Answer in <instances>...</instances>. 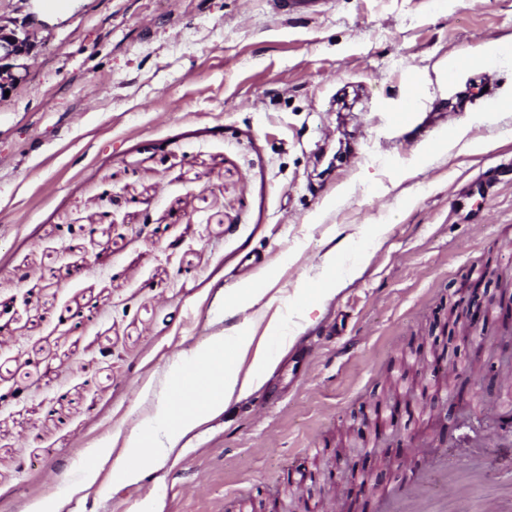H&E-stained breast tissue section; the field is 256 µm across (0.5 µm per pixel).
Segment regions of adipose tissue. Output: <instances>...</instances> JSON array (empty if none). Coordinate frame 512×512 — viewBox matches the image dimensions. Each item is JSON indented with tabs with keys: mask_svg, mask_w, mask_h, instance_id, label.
<instances>
[{
	"mask_svg": "<svg viewBox=\"0 0 512 512\" xmlns=\"http://www.w3.org/2000/svg\"><path fill=\"white\" fill-rule=\"evenodd\" d=\"M266 294L257 285H244L233 290L224 304V314L238 317L231 332L215 336L211 343L195 356L192 365L174 364L167 385L180 390L190 373H201L204 384L184 405L178 406L166 396H159L153 415L146 425L133 431L125 441V454L116 459L115 466L127 475H135L151 459L174 448L181 437L195 425L198 415L222 411L235 393L245 392L266 375L272 358L264 349H253L251 321L247 310L259 304ZM253 353L250 374H242L238 355Z\"/></svg>",
	"mask_w": 512,
	"mask_h": 512,
	"instance_id": "adipose-tissue-1",
	"label": "adipose tissue"
}]
</instances>
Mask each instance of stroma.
<instances>
[{"instance_id": "35a3bbf8", "label": "stroma", "mask_w": 512, "mask_h": 512, "mask_svg": "<svg viewBox=\"0 0 512 512\" xmlns=\"http://www.w3.org/2000/svg\"><path fill=\"white\" fill-rule=\"evenodd\" d=\"M26 64L0 97V512H336L332 476L374 482L337 512H382L434 459L512 474V339L494 312L495 353L448 339L463 288L512 277V0H325L295 17L267 0H69ZM452 125L492 148L448 146ZM245 281L268 289L254 342L271 373L138 481L100 464L173 362L227 328ZM279 316L292 345L264 335ZM423 341L478 362L479 385L429 390L375 432Z\"/></svg>"}]
</instances>
